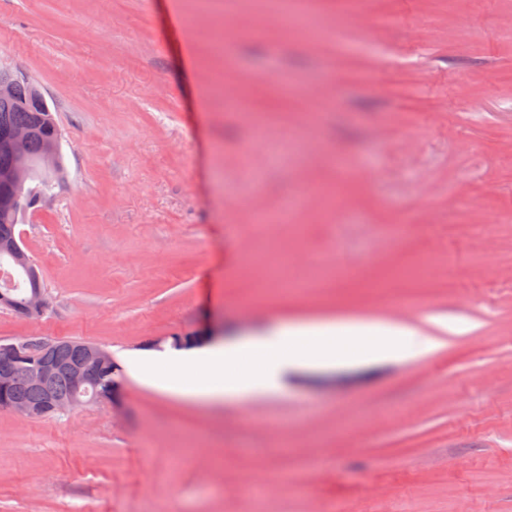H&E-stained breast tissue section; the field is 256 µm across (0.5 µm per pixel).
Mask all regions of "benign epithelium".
<instances>
[{"label":"benign epithelium","mask_w":512,"mask_h":512,"mask_svg":"<svg viewBox=\"0 0 512 512\" xmlns=\"http://www.w3.org/2000/svg\"><path fill=\"white\" fill-rule=\"evenodd\" d=\"M33 135V130L25 127L16 129L5 142V146L18 159L19 164L14 168L0 169V186H8L14 192L0 196V210L24 213L29 207L30 200L25 193L29 181V169L25 164L27 144ZM59 130H54V136L40 159L43 174L52 175L58 172L60 163ZM0 249L7 252L14 263L22 266L27 275L37 281V286L30 289L26 298L16 302L10 297L0 294V308L8 310L23 318H35L47 309L46 289L40 283V275L27 252L21 246L18 238L7 236L0 240ZM50 344L43 341L32 346L23 341L0 343V387L10 386L15 378L20 364L26 365L28 382L35 387L44 386L49 379L61 371V367L47 356ZM80 361L66 369L71 381V393L67 396L47 395L37 414L53 417L69 412L81 404L80 395L87 392L89 387H96V399L112 400V383L106 381V375L112 369V354L105 348L90 342L78 346Z\"/></svg>","instance_id":"benign-epithelium-1"}]
</instances>
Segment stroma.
<instances>
[{"label":"stroma","mask_w":512,"mask_h":512,"mask_svg":"<svg viewBox=\"0 0 512 512\" xmlns=\"http://www.w3.org/2000/svg\"><path fill=\"white\" fill-rule=\"evenodd\" d=\"M307 7L315 40L252 38L270 0H0V64L43 91L65 164L17 227L48 308L0 309V342L118 367L113 400L0 411V512H512V0H288ZM279 247L324 291L236 265ZM350 318L470 329L211 406L127 368L159 340Z\"/></svg>","instance_id":"35a3bbf8"}]
</instances>
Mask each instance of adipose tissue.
Here are the masks:
<instances>
[{
	"label": "adipose tissue",
	"mask_w": 512,
	"mask_h": 512,
	"mask_svg": "<svg viewBox=\"0 0 512 512\" xmlns=\"http://www.w3.org/2000/svg\"><path fill=\"white\" fill-rule=\"evenodd\" d=\"M440 337L405 324L372 320H318L268 330L241 342L215 345L176 358H136L132 372L158 389L219 402L268 394L278 389L289 367L344 364L374 357H417L437 349ZM206 370L211 382L183 378L186 368Z\"/></svg>",
	"instance_id": "ef3b65f1"
}]
</instances>
